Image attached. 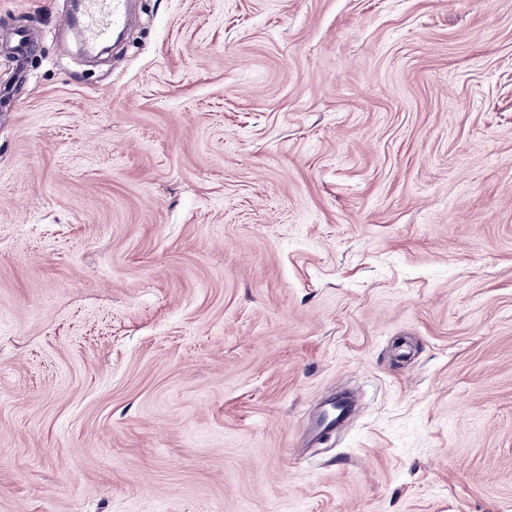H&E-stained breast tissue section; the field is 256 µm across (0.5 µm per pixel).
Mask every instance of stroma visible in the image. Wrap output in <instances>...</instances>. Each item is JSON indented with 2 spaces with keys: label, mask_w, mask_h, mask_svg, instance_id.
<instances>
[{
  "label": "stroma",
  "mask_w": 512,
  "mask_h": 512,
  "mask_svg": "<svg viewBox=\"0 0 512 512\" xmlns=\"http://www.w3.org/2000/svg\"><path fill=\"white\" fill-rule=\"evenodd\" d=\"M67 3L0 0V512H512V0ZM82 32L93 47L107 42L125 22L128 0H83Z\"/></svg>",
  "instance_id": "35a3bbf8"
}]
</instances>
